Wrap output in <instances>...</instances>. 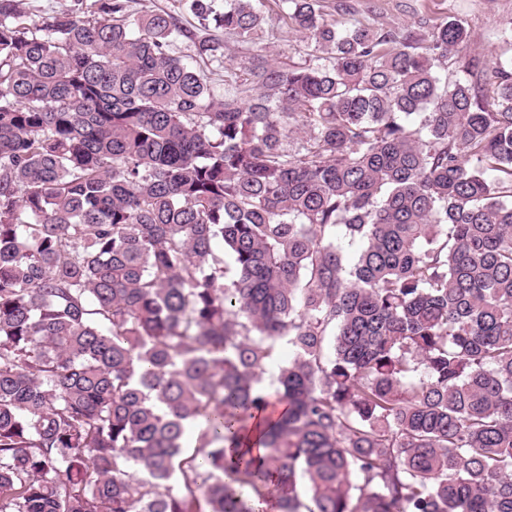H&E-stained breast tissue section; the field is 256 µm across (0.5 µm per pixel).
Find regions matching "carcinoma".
<instances>
[{
    "label": "carcinoma",
    "mask_w": 512,
    "mask_h": 512,
    "mask_svg": "<svg viewBox=\"0 0 512 512\" xmlns=\"http://www.w3.org/2000/svg\"><path fill=\"white\" fill-rule=\"evenodd\" d=\"M186 2L0 0V512H512V61ZM132 5L137 12L164 10L180 16L187 26L197 25V20L184 5V0H137ZM271 2H267V10L269 11L268 16V24L265 25V34L261 40H257V44L255 48H264L267 50L275 49L276 52L279 53V56L282 61L291 62H299L301 61V56L303 55V43L301 42V38L298 35L293 33H287V28L283 27L281 23H279L275 12H271V9H274V5ZM273 29V33L271 32Z\"/></svg>",
    "instance_id": "cac0c4a2"
}]
</instances>
